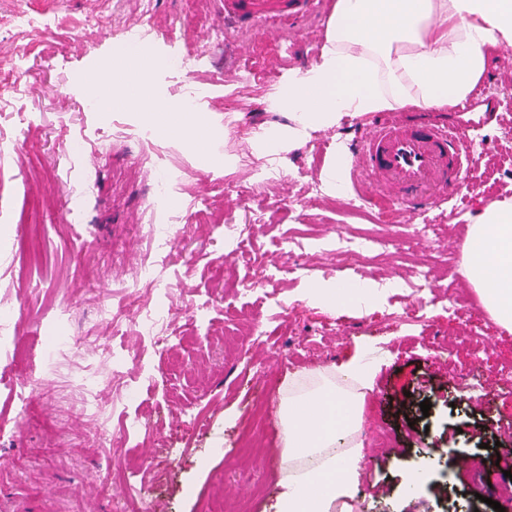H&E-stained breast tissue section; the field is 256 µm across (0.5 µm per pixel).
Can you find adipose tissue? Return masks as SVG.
<instances>
[{"instance_id": "obj_1", "label": "adipose tissue", "mask_w": 512, "mask_h": 512, "mask_svg": "<svg viewBox=\"0 0 512 512\" xmlns=\"http://www.w3.org/2000/svg\"><path fill=\"white\" fill-rule=\"evenodd\" d=\"M512 47V0H337L326 44L309 68L288 73L277 101L286 126L249 136L257 156L297 148L344 117L464 100L492 53ZM466 277L481 303L512 330V202L495 201L470 224ZM364 397L330 378L289 392L280 422L294 468L276 512H345L360 487L363 453L352 437Z\"/></svg>"}]
</instances>
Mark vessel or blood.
I'll return each instance as SVG.
<instances>
[{"label":"vessel or blood","instance_id":"vessel-or-blood-1","mask_svg":"<svg viewBox=\"0 0 512 512\" xmlns=\"http://www.w3.org/2000/svg\"><path fill=\"white\" fill-rule=\"evenodd\" d=\"M310 0H224L219 19L248 29L284 15L303 33ZM351 169L370 194H382L415 212L447 200L472 168L474 150L464 132L431 112L381 114L355 126Z\"/></svg>","mask_w":512,"mask_h":512}]
</instances>
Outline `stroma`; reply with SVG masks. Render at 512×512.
<instances>
[{
  "label": "stroma",
  "instance_id": "1",
  "mask_svg": "<svg viewBox=\"0 0 512 512\" xmlns=\"http://www.w3.org/2000/svg\"><path fill=\"white\" fill-rule=\"evenodd\" d=\"M20 11L41 14L60 27L35 37L22 76L28 89L19 96L6 92L11 105L0 112V139L16 143L15 151L0 158V219L9 223L8 230H0V297L21 313L11 331L12 356L0 357V512H122L119 491L102 490L106 460L115 452L131 464L150 455L162 458V465L145 469L144 476L156 489L152 502L164 503L166 512H207L211 500L223 494L245 503L248 512H275L288 473L279 421L284 389L335 372L361 343L388 348L366 392L362 427L383 425L391 434L389 448L363 449L365 482L357 494L362 512H459L463 505L470 512H494L489 505L497 496L494 471L477 461L498 456L512 462L507 433L512 377L500 372L512 367V331L496 324L467 279L455 278L453 270L464 265L471 217L494 200L512 198V98L474 95L458 114L462 125L479 124L478 134L488 139L491 151L474 159L458 204L436 208L442 229L435 244L383 255L369 268L371 275L393 277L414 262L435 263L439 281L426 319L392 318V311L401 313L406 305L402 289L382 291L378 306L362 311L314 308L303 299L306 289L316 280H351L350 262L287 251L288 237L382 229L375 214L350 213L322 190L330 161L354 137L352 123L312 132L299 148L266 158L255 157L243 136L250 127L286 123L285 115L265 108L263 90L281 92L289 70L307 68L319 58L328 17L311 16L304 38L284 22L262 39L250 29L224 27L196 81L206 91L203 117L216 154L227 151L238 158L227 169L185 140L161 132L146 114L124 109L118 99L112 119L126 127L129 138L112 141L99 114L81 109L82 91L74 82L75 76L108 69L128 92L146 86L179 103L188 79L168 70L163 59L195 50L201 35L217 24L215 0H154L149 22L155 67L145 84L125 70L116 52L129 19L140 14L139 0H0V19ZM190 13L196 25L188 31L183 19ZM91 16L102 19V27L87 26ZM73 30L86 54L71 51L66 34ZM251 69L265 77L266 86L245 80ZM73 132L109 155L108 161L77 167L95 184L87 222L78 229L65 214L70 189L58 180ZM157 165L176 169L181 221L189 227L166 270L182 287L175 301L179 341L167 353L133 337L106 335L95 317L100 295L122 300L114 274L145 253L135 226L150 202V172ZM262 168L282 173V181L268 188L258 184L255 172ZM238 190L252 191L249 206L237 205ZM252 207L265 209V223L254 227L242 253L226 257L210 212L241 224ZM33 230L42 240L34 262L13 245L16 234ZM261 261L299 269L278 284L286 303L280 312L224 292L226 272L253 278ZM454 288L472 304L467 321L441 312L442 299ZM205 300L211 303L210 329L199 332L189 310ZM62 310L68 313L64 331L71 339L91 332L105 336L119 352H139L138 362L129 365L131 377L145 368L153 371V382L129 408L149 418L151 433L123 439L111 451L92 442L87 421L60 416L58 388L46 370L42 344ZM256 321L270 338L250 352L262 375L249 381L241 375L240 347ZM426 400L432 407L425 414L420 404ZM23 401L28 415L19 427L15 413ZM256 402L265 406V444L246 464L238 442ZM168 448L178 451L170 462L163 458ZM464 458L475 464L465 479H444V472ZM425 461L433 463L434 474L422 493L407 498L400 490L402 477Z\"/></svg>",
  "mask_w": 512,
  "mask_h": 512
}]
</instances>
